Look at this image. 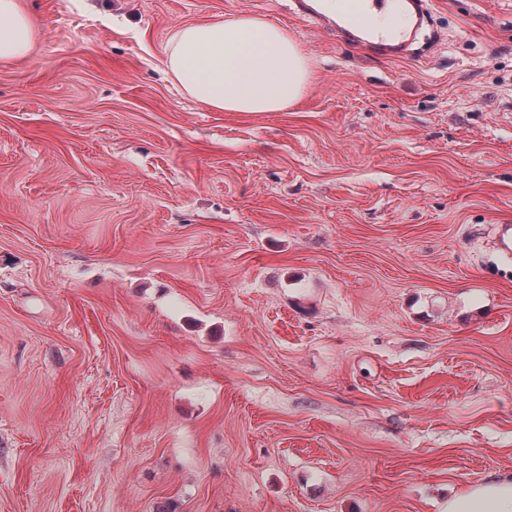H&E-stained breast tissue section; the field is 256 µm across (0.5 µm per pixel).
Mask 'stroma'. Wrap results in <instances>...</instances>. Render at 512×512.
I'll return each mask as SVG.
<instances>
[{
  "label": "stroma",
  "instance_id": "35a3bbf8",
  "mask_svg": "<svg viewBox=\"0 0 512 512\" xmlns=\"http://www.w3.org/2000/svg\"><path fill=\"white\" fill-rule=\"evenodd\" d=\"M0 66V512H445L512 474V0L383 58L296 0H24ZM311 62L213 112L177 26ZM38 31L22 0H0V64L28 58ZM163 65L189 98L214 112H284L311 80L309 60L288 32L249 15L179 26Z\"/></svg>",
  "mask_w": 512,
  "mask_h": 512
}]
</instances>
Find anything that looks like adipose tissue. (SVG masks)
<instances>
[{
  "mask_svg": "<svg viewBox=\"0 0 512 512\" xmlns=\"http://www.w3.org/2000/svg\"><path fill=\"white\" fill-rule=\"evenodd\" d=\"M36 35L22 0H0V64L28 58ZM163 65L189 98L214 112H283L311 80L309 60L287 31L249 15L179 26ZM446 512H512V474L464 487Z\"/></svg>",
  "mask_w": 512,
  "mask_h": 512,
  "instance_id": "ef3b65f1",
  "label": "adipose tissue"
}]
</instances>
